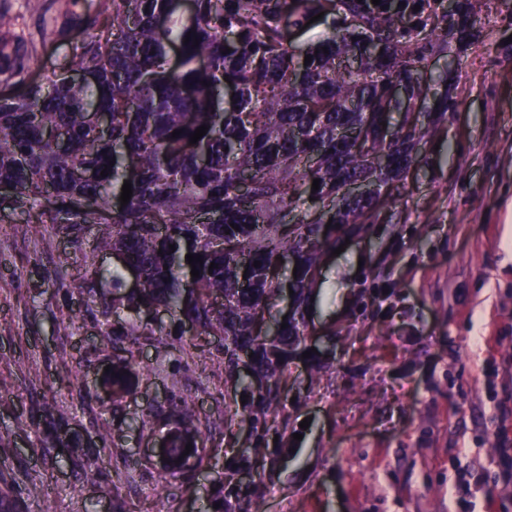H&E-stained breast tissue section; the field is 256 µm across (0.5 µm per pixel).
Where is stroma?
<instances>
[{
	"label": "stroma",
	"instance_id": "stroma-1",
	"mask_svg": "<svg viewBox=\"0 0 512 512\" xmlns=\"http://www.w3.org/2000/svg\"><path fill=\"white\" fill-rule=\"evenodd\" d=\"M471 3L470 42L424 70L427 104L454 87L447 123L391 187V210L320 262L306 314L324 368L313 384L303 360L288 366L289 435L260 512H512V0ZM116 261L90 235L0 220V493L44 488L22 512H114L102 488L121 466L124 512H207L226 457L251 445L224 434L228 387L208 364L220 337L180 357L167 313L158 340L132 345L145 372L121 405L101 390L112 286L80 277ZM174 394L210 427L205 480L171 503L149 458L157 434L131 423Z\"/></svg>",
	"mask_w": 512,
	"mask_h": 512
}]
</instances>
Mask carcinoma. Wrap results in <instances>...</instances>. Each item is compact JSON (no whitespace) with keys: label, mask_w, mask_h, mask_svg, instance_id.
Instances as JSON below:
<instances>
[{"label":"carcinoma","mask_w":512,"mask_h":512,"mask_svg":"<svg viewBox=\"0 0 512 512\" xmlns=\"http://www.w3.org/2000/svg\"><path fill=\"white\" fill-rule=\"evenodd\" d=\"M327 7L339 23L295 55L285 20L299 26ZM25 12L36 31H25L0 2V86L25 83L27 61L53 40L72 44L67 63L79 78L55 69L22 96L0 97V217L33 213L41 224L96 231L124 259L88 266L84 277L92 281L118 288L125 272L140 273L143 287L102 302L112 347L124 351L129 341L156 335L152 308L178 324L175 342L188 354L200 337H222L218 367L241 387L224 397V431L246 423L253 445L226 460L213 512H257V463H278L270 439H283L288 416L279 430L269 417L285 408L282 378L307 335L304 306L320 259L379 219L393 182L448 120V94L426 109L420 77L427 57L466 37L469 0H456L451 23L437 0H194L187 16L181 0H64L54 11L48 0H25ZM394 84L404 98L392 97ZM100 114L110 117L105 128ZM383 122L394 124L388 140L380 136ZM202 125L206 134L189 144ZM344 128L362 132L366 147L341 138ZM382 153L392 158L384 169L376 164ZM126 180L132 196L123 206ZM353 183L361 193L347 191ZM188 253L202 259L197 278ZM285 253L297 276L280 280L275 270ZM289 289L293 307L275 321L276 338L260 337L265 312ZM244 358L268 386L236 375ZM137 370L120 359L108 382L128 391ZM158 417L202 431L183 400L140 418V427ZM184 453L173 440L162 482L193 477ZM243 473L250 482L240 481Z\"/></svg>","instance_id":"obj_1"}]
</instances>
